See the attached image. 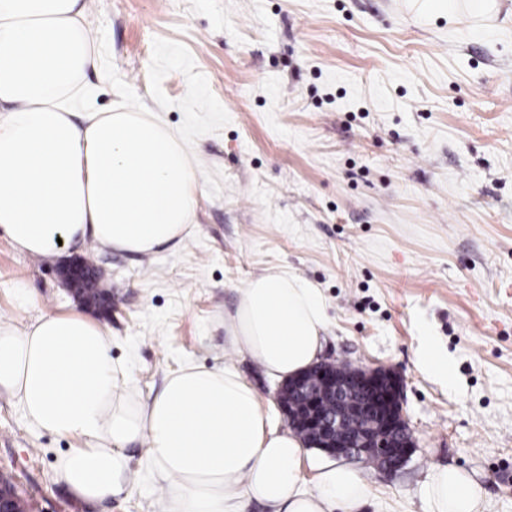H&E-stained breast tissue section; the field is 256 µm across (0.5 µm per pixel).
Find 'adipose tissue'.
<instances>
[{
    "mask_svg": "<svg viewBox=\"0 0 512 512\" xmlns=\"http://www.w3.org/2000/svg\"><path fill=\"white\" fill-rule=\"evenodd\" d=\"M81 0H0V234L21 253L61 247L149 253L181 241L195 204L196 169L180 141L148 113L95 111L84 79L96 49ZM90 114L73 121L75 108ZM327 305L285 270L254 277L230 316L226 342L280 380L317 362ZM0 392L28 422L77 435L58 482L94 504L119 495L126 444L147 445L173 512H361L370 490L347 460L306 486L305 447L275 426L235 364H186L143 401L112 365V334L73 310L0 327ZM434 512H481L477 484L454 467L427 484Z\"/></svg>",
    "mask_w": 512,
    "mask_h": 512,
    "instance_id": "adipose-tissue-1",
    "label": "adipose tissue"
}]
</instances>
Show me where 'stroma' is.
Masks as SVG:
<instances>
[{"instance_id":"35a3bbf8","label":"stroma","mask_w":512,"mask_h":512,"mask_svg":"<svg viewBox=\"0 0 512 512\" xmlns=\"http://www.w3.org/2000/svg\"><path fill=\"white\" fill-rule=\"evenodd\" d=\"M98 111L147 112L197 174L192 226L148 254L64 248L44 259L0 236V326L81 304L74 256L107 270L112 364L142 398L188 363H236L263 405L278 389L224 343L255 276L320 288L322 358L404 379L415 448L387 473L355 466L364 512H432L428 476L467 472L483 512H512V0L454 17L407 0H84ZM431 342L451 366L430 371ZM81 439L0 394V474L34 512H172L145 447L125 491L93 505L55 478Z\"/></svg>"}]
</instances>
